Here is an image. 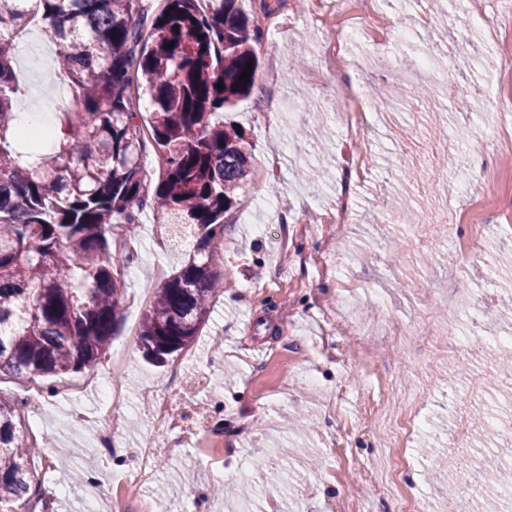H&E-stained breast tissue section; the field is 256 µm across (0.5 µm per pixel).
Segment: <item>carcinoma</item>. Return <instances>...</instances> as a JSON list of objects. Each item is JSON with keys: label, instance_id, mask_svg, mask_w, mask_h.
Segmentation results:
<instances>
[{"label": "carcinoma", "instance_id": "carcinoma-1", "mask_svg": "<svg viewBox=\"0 0 512 512\" xmlns=\"http://www.w3.org/2000/svg\"><path fill=\"white\" fill-rule=\"evenodd\" d=\"M237 2L165 0L152 16L142 0H0V374L98 363L119 319L121 267L132 260L112 239L148 210L171 240L189 235L193 252L144 313L140 348L163 364L195 343L221 280L224 214L250 177V142L224 126V108L251 93L262 32ZM33 8L50 21L43 34L67 92L57 126L43 134L54 141L49 153L32 138L18 151L13 124L27 99L14 40ZM143 85L148 142L134 109ZM149 142L162 164L155 183L143 166ZM17 406L0 399V512H30L38 496ZM482 468L490 500L512 497L499 478L512 467L499 457Z\"/></svg>", "mask_w": 512, "mask_h": 512}]
</instances>
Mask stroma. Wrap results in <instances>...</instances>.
I'll return each instance as SVG.
<instances>
[{"mask_svg": "<svg viewBox=\"0 0 512 512\" xmlns=\"http://www.w3.org/2000/svg\"><path fill=\"white\" fill-rule=\"evenodd\" d=\"M251 19L270 16L277 27L264 30L258 47L259 70L251 94L225 123L239 127L252 145L251 179L240 192L224 227V256L217 269L223 292L211 300L210 319L195 344L164 365L148 363L137 334L143 308L134 295H155L181 260L166 230L152 213L141 216L132 238L134 259L125 267L122 316L109 345L92 372L39 379L42 397L22 427L38 424L37 447L29 463L41 493L42 512H110L112 496L124 474L140 469L139 446L147 435L159 445L141 485L139 500L152 512H172L185 502L188 512H209L213 485L233 486L228 512L248 506L262 512L267 494H279L284 507L304 498L308 512H331L339 501L361 503L379 512L370 486L361 476L380 469L384 457L376 438L363 430L364 402L373 388L395 379L414 388L426 381L429 422L410 442L417 487L433 494L439 512L459 497L437 489L432 474L447 475L445 427L439 417L463 389L468 375L457 363L427 355L420 340L403 349L383 344L391 319L419 316L431 324L448 321L457 289L484 290L479 308L460 314L464 333L489 330L512 298V214L497 215L488 233V255L459 268L449 252L421 263L422 250L402 225L388 220L386 193L398 191L410 209L424 213L440 205L471 204L463 182L483 166L494 169V194L512 198V164H497L482 151L489 132L476 112V99H418L429 74L411 83L398 110L384 114L378 90L394 84V70L372 64L375 52L389 55L396 67L413 57L430 55L435 72L445 74L449 38L471 43L468 62L455 73L470 90H485L497 68L496 46L476 33L481 21L496 20L512 0H471L453 12L451 0H384L393 25L406 30L402 39L377 45L354 39L353 74L362 85L371 112L363 132L374 151L359 179L347 181L351 143L338 116L345 99L336 81L322 70V46L337 17L327 24L311 21L309 0H239ZM460 148L449 152L448 139ZM454 155L455 165L425 170V150ZM406 169L419 171L417 182L402 179ZM349 192L357 210L349 224L333 223L341 192ZM282 219L288 239L259 233V224ZM345 257L337 267V257ZM124 349L128 365L120 375L128 403L111 423L112 445L97 439L100 397L86 388L89 375H106L112 353ZM204 379V389L177 396L174 371ZM316 385L304 384L303 372ZM171 397L188 424L205 419L209 432L168 452V436L153 427V395ZM93 467L83 482L71 474L84 460ZM249 481H242V474Z\"/></svg>", "mask_w": 512, "mask_h": 512, "instance_id": "1", "label": "stroma"}]
</instances>
